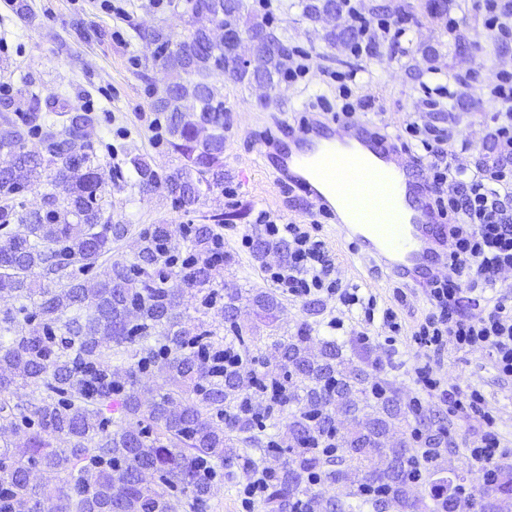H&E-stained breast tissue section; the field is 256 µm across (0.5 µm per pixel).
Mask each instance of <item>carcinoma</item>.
Instances as JSON below:
<instances>
[{"mask_svg":"<svg viewBox=\"0 0 512 512\" xmlns=\"http://www.w3.org/2000/svg\"><path fill=\"white\" fill-rule=\"evenodd\" d=\"M170 5L183 8L189 35L158 27L143 37L175 74L151 106L165 115L164 144L180 164L159 172L134 156L129 173L139 192L191 209L224 194L226 108L212 78L273 89L295 47L247 0ZM300 7L324 23L339 5ZM244 34L247 62L232 48ZM91 122L89 110L26 89L0 96V296L15 301L0 309V512H210L215 481L256 472L265 512H416L415 457L383 438L406 415L390 383L354 364L355 346L314 339L315 323L278 333L276 294L213 287L217 267L234 261L217 232L224 213L136 233L113 220ZM45 172L54 190L17 208L14 198ZM132 234V259H112ZM177 235L190 242L183 259L169 248ZM253 257L286 263L288 245L260 239ZM244 300L270 328L259 359L232 316ZM149 370L163 379L154 393L138 386ZM337 405L350 414L340 435L325 427ZM430 476L433 512H461L462 477ZM341 482L347 500L323 497L321 485ZM498 495L512 497V469L482 497Z\"/></svg>","mask_w":512,"mask_h":512,"instance_id":"obj_1","label":"carcinoma"}]
</instances>
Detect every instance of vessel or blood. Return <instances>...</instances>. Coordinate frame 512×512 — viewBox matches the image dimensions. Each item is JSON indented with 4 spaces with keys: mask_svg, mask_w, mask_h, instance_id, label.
I'll return each mask as SVG.
<instances>
[{
    "mask_svg": "<svg viewBox=\"0 0 512 512\" xmlns=\"http://www.w3.org/2000/svg\"><path fill=\"white\" fill-rule=\"evenodd\" d=\"M261 144L279 180L295 184L309 207L337 218L341 242L410 276L437 261L446 229L429 205L431 187L421 168L370 122L357 118L336 124L315 117L295 130L273 128ZM339 169L368 172L386 189L389 206L366 213L337 189L334 173Z\"/></svg>",
    "mask_w": 512,
    "mask_h": 512,
    "instance_id": "obj_1",
    "label": "vessel or blood"
}]
</instances>
